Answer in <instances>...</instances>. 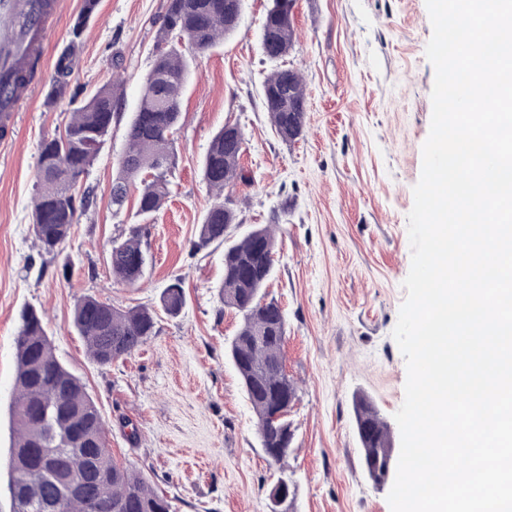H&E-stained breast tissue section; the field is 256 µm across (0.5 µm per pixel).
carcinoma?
I'll return each instance as SVG.
<instances>
[{
  "mask_svg": "<svg viewBox=\"0 0 512 512\" xmlns=\"http://www.w3.org/2000/svg\"><path fill=\"white\" fill-rule=\"evenodd\" d=\"M243 0H168L151 69L146 75L137 111L127 127V147L112 182L111 203L121 212L130 187L138 191L136 214L144 224L112 242L113 282L132 287L140 280L146 256V222L153 219L170 194L168 179L176 163V144L169 134L182 126V95L194 57L218 47L239 24ZM97 0L84 8L71 30L68 47L55 63V75L45 93L44 106L52 110L64 99L81 104L70 112L62 132L42 141L38 156L39 184L32 212V228L39 249L53 252L70 236L79 215L93 202L92 191L82 187L107 141L115 116L117 87L106 85L91 94L70 86V73L83 29L93 16ZM296 38L291 17L273 0L262 26L261 44L284 57ZM38 58H31L12 76L20 90L32 80ZM264 102L276 133L285 141L298 138L306 116L302 74L292 68L272 72L263 83ZM241 128L221 127L213 136L203 161V177L215 200L199 224L194 249L214 242L224 244V275L219 286L223 307L239 316L235 336L227 346L247 398L257 417L258 436L268 460L280 464L288 456L293 430L275 399L296 394L286 375L283 347L286 319L274 300H264V286L274 271L275 224L257 225L237 239L227 225L234 220L224 201V190L243 178ZM161 306L170 317L183 308L182 282L163 291ZM73 325L94 362L107 366L137 352L156 334L157 314L146 306L118 308L95 296L75 305ZM16 375L9 407L13 440L9 448V494L12 512H52L48 505L63 495L56 472H40L35 459H21L25 448L56 449L63 454L66 472L94 474L82 494L68 500L63 512H171L170 501L156 493L136 469L112 460L105 427L84 383L57 358L40 313H21L15 336ZM356 427L368 425L373 441H360L366 457H384L390 431L370 399L355 398Z\"/></svg>",
  "mask_w": 512,
  "mask_h": 512,
  "instance_id": "carcinoma-1",
  "label": "carcinoma"
}]
</instances>
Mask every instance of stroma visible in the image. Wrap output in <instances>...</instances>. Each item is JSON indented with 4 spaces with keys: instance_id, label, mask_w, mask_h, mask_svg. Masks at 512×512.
Here are the masks:
<instances>
[{
    "instance_id": "obj_1",
    "label": "stroma",
    "mask_w": 512,
    "mask_h": 512,
    "mask_svg": "<svg viewBox=\"0 0 512 512\" xmlns=\"http://www.w3.org/2000/svg\"><path fill=\"white\" fill-rule=\"evenodd\" d=\"M55 2L45 79L83 5ZM268 3L244 0L237 30L194 61L172 192L148 226V261L135 286L113 284L110 250L138 223L136 206L114 212L110 192L166 0H99L84 29L71 82L88 92L118 84V117L82 181L94 201L53 254L39 251L32 232L38 149L73 105L46 111L38 84L0 135V512H11L8 409L26 308L43 314L57 357L97 403L113 459L140 470L172 512H268L280 478L291 488L288 512H391L389 486L366 472L353 401L367 396L400 441L394 415L407 368L392 332L406 298L407 217L432 115V25L425 0H297L294 46L275 63L261 46ZM279 65L306 82L304 131L291 142L275 132L261 94ZM228 121L245 136L244 178L230 190L241 228L279 223L265 292L286 314L284 363L297 389L288 413L294 439L281 465L268 463L225 354L237 318L220 309L224 249H193L214 201L202 161ZM177 277L179 316L160 313L156 334L132 356L109 366L89 358L72 324L78 299L158 308Z\"/></svg>"
}]
</instances>
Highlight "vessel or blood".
Masks as SVG:
<instances>
[{"label": "vessel or blood", "mask_w": 512, "mask_h": 512, "mask_svg": "<svg viewBox=\"0 0 512 512\" xmlns=\"http://www.w3.org/2000/svg\"><path fill=\"white\" fill-rule=\"evenodd\" d=\"M44 0H0V126L12 127L21 93L12 90L9 73L43 52L49 35Z\"/></svg>", "instance_id": "obj_1"}]
</instances>
